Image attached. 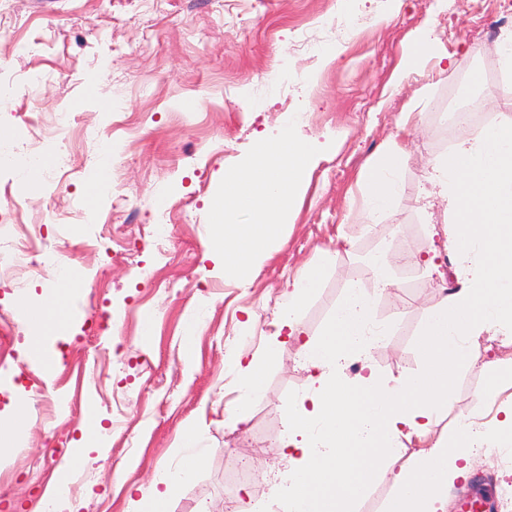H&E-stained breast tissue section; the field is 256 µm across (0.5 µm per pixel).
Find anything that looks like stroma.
<instances>
[{"label":"stroma","mask_w":512,"mask_h":512,"mask_svg":"<svg viewBox=\"0 0 512 512\" xmlns=\"http://www.w3.org/2000/svg\"><path fill=\"white\" fill-rule=\"evenodd\" d=\"M502 9L503 0H0V156L44 162L33 187L0 167V197L20 200L8 228L76 282L60 301L52 275L0 264V421L21 406L28 415L0 459V512H37L64 477L63 512H135L132 489L191 456L199 465L165 512H286L274 492L228 499L224 489L239 456L274 477L283 470L287 411L309 390L308 373L295 342L278 346L241 421L233 356L264 355L287 284L328 254L299 318L305 337H318L348 288L372 286L379 255L394 284L373 305L388 334L370 365L391 381L425 367L421 325L444 296L434 274L388 251L406 237L413 255L430 254L433 228L454 220L447 200L427 193L443 154L435 104L471 81L476 100L512 118L500 57L478 37ZM339 14L352 26L342 42L328 26ZM424 29L430 44L401 76ZM289 93L317 115L300 133L321 153L281 242L242 284L207 257L208 213L225 172L278 133L271 115ZM410 110L413 133L400 125ZM61 112L75 117L72 138L56 128ZM396 140L411 144L400 199L368 218L360 173ZM106 143L115 169L99 189L91 174ZM31 308L48 316L41 329L26 319ZM504 356L484 339L454 367L431 438L512 404V380L490 385L484 368ZM102 425L105 446L78 447L81 432Z\"/></svg>","instance_id":"35a3bbf8"}]
</instances>
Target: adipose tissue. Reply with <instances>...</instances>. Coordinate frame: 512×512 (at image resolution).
Here are the masks:
<instances>
[{"label":"adipose tissue","instance_id":"obj_1","mask_svg":"<svg viewBox=\"0 0 512 512\" xmlns=\"http://www.w3.org/2000/svg\"><path fill=\"white\" fill-rule=\"evenodd\" d=\"M407 157L405 145L396 142L362 171L369 213L397 203ZM433 171L456 215L446 228L449 246L479 253L477 276L427 315L421 350L429 363L401 381L370 371L351 382L339 370L341 360L369 355L375 346L365 334L373 321L374 296L368 289H348L319 337L303 341L312 389L289 410L288 420L292 431L303 434L318 425V443H289V455L298 456L303 468L281 476L289 485L288 512H301L307 501L313 512H351L353 493L364 487L369 473L391 482L385 512H446L448 489L467 479L477 448L512 446V407L494 430L478 432L466 423L437 440L428 438L452 387L450 366L477 348L482 335L512 331V121L458 145L436 159ZM323 271L320 265L309 268L294 283L272 346L298 336V310ZM412 435L429 445L419 457L399 464L400 439Z\"/></svg>","mask_w":512,"mask_h":512}]
</instances>
